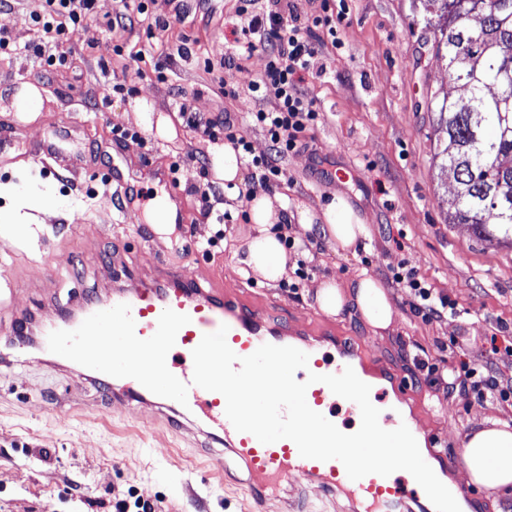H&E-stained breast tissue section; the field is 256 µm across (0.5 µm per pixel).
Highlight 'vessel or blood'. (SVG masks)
I'll use <instances>...</instances> for the list:
<instances>
[{
	"label": "vessel or blood",
	"instance_id": "obj_1",
	"mask_svg": "<svg viewBox=\"0 0 512 512\" xmlns=\"http://www.w3.org/2000/svg\"><path fill=\"white\" fill-rule=\"evenodd\" d=\"M66 135L64 127H56L53 138L31 149V156L77 173L83 167L81 150L66 151L56 144ZM107 184L121 199L123 213L139 214L142 198L136 185L115 176ZM223 325L229 328L227 343L238 356L251 355L265 343L290 344L307 353V368L295 374L300 382H308L312 373H342L354 363L353 350L341 349L339 359H332L321 343L289 339L288 325L278 312H257L223 289L183 279L180 271L165 266L150 277L126 275L109 300L83 298L80 314L62 315L40 344L82 369L86 381L102 385L112 400L195 418L210 441L222 444L245 465L254 500L265 501L302 474L343 496L350 512H426L429 499L412 475L369 474L354 481L340 461L301 457L291 440L263 444L237 431L225 414L224 396L193 383V349L204 334ZM308 384L309 407L337 423L343 433H355V426L340 422L338 414L344 407L358 412V405L344 403L325 384Z\"/></svg>",
	"mask_w": 512,
	"mask_h": 512
}]
</instances>
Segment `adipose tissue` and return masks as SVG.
I'll return each instance as SVG.
<instances>
[{
	"mask_svg": "<svg viewBox=\"0 0 512 512\" xmlns=\"http://www.w3.org/2000/svg\"><path fill=\"white\" fill-rule=\"evenodd\" d=\"M247 206L251 224L246 242L230 235L224 243L241 275L252 274L269 286H277L288 276L289 256L283 240L289 227L282 224L268 195L253 196ZM322 217L321 230L333 252H357L369 238L363 218L343 192H336ZM314 299L318 310L329 317L354 309L377 336L392 330L397 321L392 292L365 268L356 269L344 280L322 277L315 283ZM462 463L468 482L492 495L512 497V422L504 420L497 410L474 422L463 437Z\"/></svg>",
	"mask_w": 512,
	"mask_h": 512,
	"instance_id": "1",
	"label": "adipose tissue"
}]
</instances>
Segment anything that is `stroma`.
<instances>
[{
  "label": "stroma",
  "mask_w": 512,
  "mask_h": 512,
  "mask_svg": "<svg viewBox=\"0 0 512 512\" xmlns=\"http://www.w3.org/2000/svg\"><path fill=\"white\" fill-rule=\"evenodd\" d=\"M340 48L319 58L324 76H307L304 90L320 119L305 134L306 149L291 154L288 180L277 194L289 213L320 215L335 192L348 195L370 227L371 242L357 257L325 254L297 290L269 287L239 277L223 247L203 252L217 226L204 216L201 190L214 185V210L229 211L231 233L247 230V193L214 180L210 140L182 125L176 141L151 134L133 109L146 99L155 112H175L176 96L205 116L230 113L238 135L255 151L267 148L248 113L249 86L266 57L254 53L230 80L238 98L225 97L204 58L220 60L225 21L235 19L240 0H211L169 29L149 36L147 22L112 27L116 0H95L79 40L64 44L63 65L48 68L31 47L41 39L30 13L33 0L0 9V33L10 49L0 52V99L10 100L23 82L48 97L45 112L30 122L0 109V183L37 199L53 197L48 214L28 211L22 223H0V512H113L118 494L153 504L155 512H256L245 489L247 471L233 454L211 443L194 424L171 431L165 415L146 406L109 402L94 385L59 364L18 347L6 332L16 318L35 314L48 325L82 296L108 297L114 272L127 267L148 274L166 263L189 278L223 277L245 303L277 305L290 329L312 339H331L397 379L391 404L400 406L426 436V450L440 481L464 483L461 442L487 404L448 396L420 378L415 357L441 368L486 362L491 343L512 337V247L490 246L469 225L446 219L448 178L434 164L428 98L458 96L448 85L446 63L432 49V33L416 23L427 0H343ZM142 52L141 75L125 72L115 44ZM75 128L94 149L91 173L75 177L49 172L24 157L57 124ZM178 164L177 191L187 230L168 225L141 237L121 212L102 170L118 165L137 173L155 197L167 195L153 172ZM338 169L349 179L335 178ZM406 264L464 314L452 322H426L411 309L408 291H395L400 314L395 332L372 335L357 317L323 315L314 302V280L351 276L367 267L391 286L389 267ZM342 499L304 476L257 512H346Z\"/></svg>",
  "instance_id": "obj_1"
}]
</instances>
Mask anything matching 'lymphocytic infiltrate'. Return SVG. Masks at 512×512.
<instances>
[{"label":"lymphocytic infiltrate","mask_w":512,"mask_h":512,"mask_svg":"<svg viewBox=\"0 0 512 512\" xmlns=\"http://www.w3.org/2000/svg\"><path fill=\"white\" fill-rule=\"evenodd\" d=\"M94 5L95 0H39L32 18L42 31V40L35 46L34 53L46 67L64 63L59 46L80 37L83 22ZM231 33L234 40L225 47L223 59L217 64L205 61L204 69L210 72L218 67L230 72L240 69L242 60L254 52L266 54L265 68L250 86L259 102L258 107L251 110L250 118L262 131L267 150L255 152L250 141L238 136L228 114L203 118L184 104L179 111L185 114L189 126L202 136L211 138L216 132H223L225 140L239 149V158L248 171L249 193H271L287 181L288 156L301 150L303 133L320 117L315 101L305 97L301 85L306 75L315 71L317 58L325 46H339L336 20L329 0H324L321 14L304 25L299 24L293 6L277 5L264 10L256 7L255 0H243ZM392 281L409 290L411 308L424 320L458 317L456 302L439 294L416 271L394 269ZM492 353L494 362L482 369L466 366L442 369L425 359L417 360L416 367L444 383L448 392L458 393L462 398L512 406V380L503 377L498 370L499 364H512V345L493 348Z\"/></svg>","instance_id":"1"}]
</instances>
